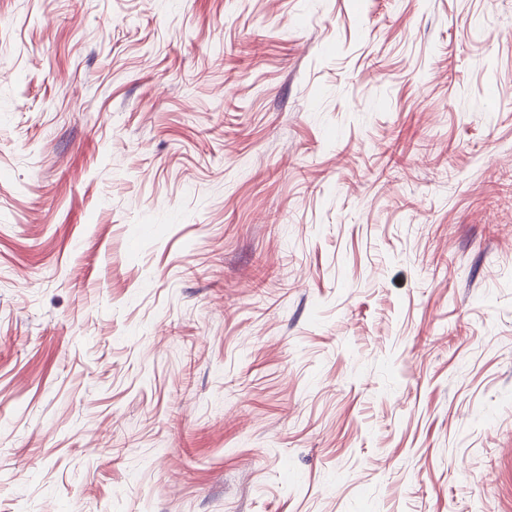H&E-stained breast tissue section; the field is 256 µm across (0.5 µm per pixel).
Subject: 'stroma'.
I'll return each instance as SVG.
<instances>
[{
    "label": "stroma",
    "mask_w": 512,
    "mask_h": 512,
    "mask_svg": "<svg viewBox=\"0 0 512 512\" xmlns=\"http://www.w3.org/2000/svg\"><path fill=\"white\" fill-rule=\"evenodd\" d=\"M0 512H512V0H0Z\"/></svg>",
    "instance_id": "35a3bbf8"
}]
</instances>
